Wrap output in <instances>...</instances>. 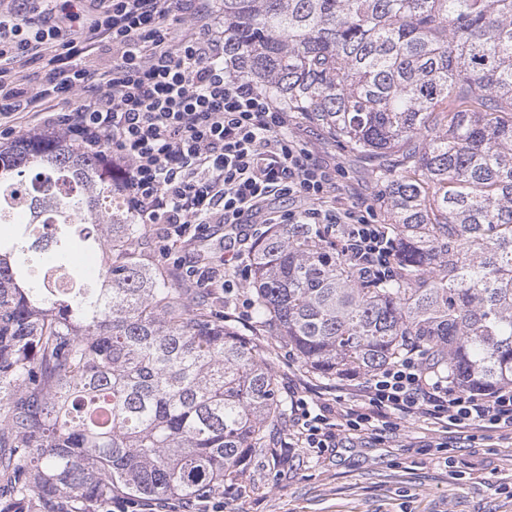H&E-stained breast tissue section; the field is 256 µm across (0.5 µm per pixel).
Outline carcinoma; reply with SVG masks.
Listing matches in <instances>:
<instances>
[{"instance_id": "cac0c4a2", "label": "carcinoma", "mask_w": 512, "mask_h": 512, "mask_svg": "<svg viewBox=\"0 0 512 512\" xmlns=\"http://www.w3.org/2000/svg\"><path fill=\"white\" fill-rule=\"evenodd\" d=\"M224 55L367 158L399 275L361 284L309 224L252 253L256 330L323 378L409 339L512 381V0H219ZM0 512L224 493L286 412L266 355L153 261L112 169L0 148Z\"/></svg>"}]
</instances>
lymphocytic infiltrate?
I'll list each match as a JSON object with an SVG mask.
<instances>
[{
	"label": "lymphocytic infiltrate",
	"instance_id": "1",
	"mask_svg": "<svg viewBox=\"0 0 512 512\" xmlns=\"http://www.w3.org/2000/svg\"><path fill=\"white\" fill-rule=\"evenodd\" d=\"M34 69L35 84L23 73ZM295 118L224 57L211 0H0V145L60 133L119 172L158 257L225 305L254 306L236 283L271 224H311L365 283L397 274L396 242L372 203L338 189L339 170L294 130ZM221 254L200 253L211 228ZM408 344L341 398L294 396L298 447L352 443L393 419L431 421L428 445L512 440V385L466 389Z\"/></svg>",
	"mask_w": 512,
	"mask_h": 512
}]
</instances>
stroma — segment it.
Masks as SVG:
<instances>
[{
	"label": "stroma",
	"instance_id": "stroma-1",
	"mask_svg": "<svg viewBox=\"0 0 512 512\" xmlns=\"http://www.w3.org/2000/svg\"><path fill=\"white\" fill-rule=\"evenodd\" d=\"M299 127L320 156L342 168L346 196L377 198L379 182L359 158L320 128ZM271 371L280 393L297 385L310 400L336 394L335 381L308 372L287 344H279ZM424 428L411 420L392 438L368 434L347 448H294L292 423L276 426L267 450L248 458L239 489L212 502L222 512H512V444L426 448Z\"/></svg>",
	"mask_w": 512,
	"mask_h": 512
}]
</instances>
